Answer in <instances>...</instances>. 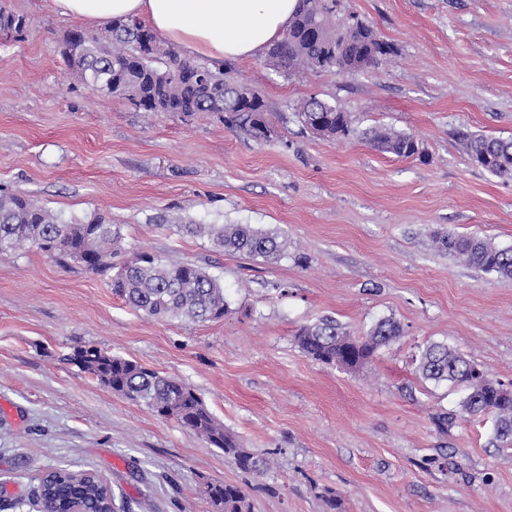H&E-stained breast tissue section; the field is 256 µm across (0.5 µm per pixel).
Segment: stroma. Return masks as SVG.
<instances>
[{
	"mask_svg": "<svg viewBox=\"0 0 512 512\" xmlns=\"http://www.w3.org/2000/svg\"><path fill=\"white\" fill-rule=\"evenodd\" d=\"M0 6L29 21L21 39H0V193L103 216L120 230V259L195 264L228 302L218 321H160L80 264L33 247L0 256V484L24 498L18 512H38L30 489L64 466L98 474L125 512H216L209 482L241 486L252 512H324L327 491L342 512H512V450L491 445L493 417L461 419L464 390L414 362L445 343L512 384V279L433 240L512 249V178L473 165L454 136L512 139V0H341L394 49L360 71L228 61L265 100L263 145L214 114H157L88 90L63 56L77 21L46 0ZM313 95L356 129L411 134L419 155L319 136L297 115ZM182 220L251 224L287 250L276 262L224 253ZM325 316L355 337L387 317L404 334L343 371L294 341ZM88 346L194 388L268 472L241 471L69 362Z\"/></svg>",
	"mask_w": 512,
	"mask_h": 512,
	"instance_id": "1",
	"label": "stroma"
}]
</instances>
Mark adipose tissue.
Masks as SVG:
<instances>
[{
	"label": "adipose tissue",
	"instance_id": "ef3b65f1",
	"mask_svg": "<svg viewBox=\"0 0 512 512\" xmlns=\"http://www.w3.org/2000/svg\"><path fill=\"white\" fill-rule=\"evenodd\" d=\"M50 5L56 14L93 25L146 21L194 55L249 59L282 37L296 0H50Z\"/></svg>",
	"mask_w": 512,
	"mask_h": 512
}]
</instances>
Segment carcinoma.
<instances>
[{
    "label": "carcinoma",
    "instance_id": "carcinoma-1",
    "mask_svg": "<svg viewBox=\"0 0 512 512\" xmlns=\"http://www.w3.org/2000/svg\"><path fill=\"white\" fill-rule=\"evenodd\" d=\"M337 14L338 0H298L283 38L268 52L272 66L290 72L297 68L356 71L387 61L392 47L373 27L352 13L346 18ZM69 35L78 60L67 59L68 66L80 81L92 82L99 94L126 99L146 112L218 114L228 130H243L259 143L267 140V108L257 89L224 77L222 64L182 57L144 22L113 20L103 42L94 45L85 43L81 29L71 30ZM298 115L311 129L320 122L319 133L327 138L355 135L375 150L397 157L419 153L413 136L382 128L359 132L352 127L348 113L315 96L301 104ZM457 137L477 165L494 175L512 177V139L464 129L457 131ZM184 229L190 234L208 233L225 251L265 260H277L284 254L285 242L277 234L250 224H186ZM117 239L118 231L102 217L67 219L28 196L0 195V255L27 246L65 262L83 253L90 256L87 270L104 273L112 269V244ZM439 243L471 266L512 279L511 249H499L477 236L452 233L440 236ZM138 256L139 262L112 278L113 292L129 307L154 319L207 322L224 317V284L203 268L170 262L146 251ZM402 334L397 320L383 318L357 339L343 331L334 318L324 317L302 327L295 341L302 353L315 361L355 370ZM68 361L151 411H167L165 417L222 451L240 470L261 474L269 468L267 459L243 447L196 391L179 379L95 347L77 349ZM418 369L426 379L463 387L467 394L461 403L462 413L470 418L493 416L495 441L502 448L512 446V385L489 378L460 352L442 343L422 348ZM205 493L217 512H251L246 493L237 485L209 483ZM34 496L52 512H67L76 501L94 503L107 512L114 507L111 489L86 471L50 470L39 479Z\"/></svg>",
    "mask_w": 512,
    "mask_h": 512
}]
</instances>
